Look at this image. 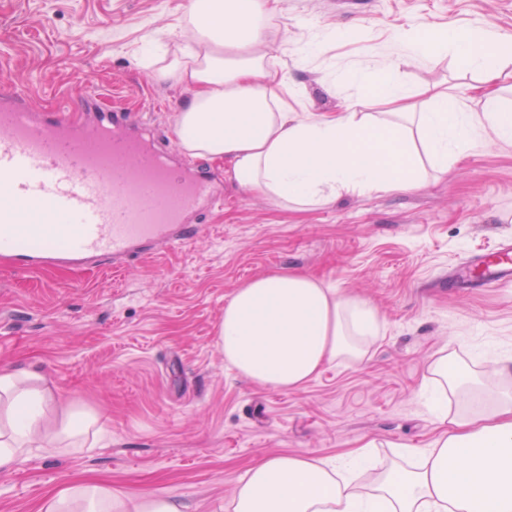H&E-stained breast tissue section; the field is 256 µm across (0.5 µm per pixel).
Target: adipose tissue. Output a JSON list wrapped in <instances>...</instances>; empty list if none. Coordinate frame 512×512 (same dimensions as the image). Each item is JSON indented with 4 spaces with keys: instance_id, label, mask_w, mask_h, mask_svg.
<instances>
[{
    "instance_id": "obj_1",
    "label": "adipose tissue",
    "mask_w": 512,
    "mask_h": 512,
    "mask_svg": "<svg viewBox=\"0 0 512 512\" xmlns=\"http://www.w3.org/2000/svg\"><path fill=\"white\" fill-rule=\"evenodd\" d=\"M278 0H191L184 29L191 46L173 58L165 43H149L144 62L155 81L188 96L174 134L193 157L223 161L227 178L278 204L306 210L350 192L420 189L429 170H445L476 129L512 142V35L485 27L411 26L398 41L408 57L435 63L453 56L479 75L481 109L448 88H424L417 103L397 75L364 66L352 79L376 90L384 111L347 107L332 117L303 115L289 103L294 88L271 53L267 20ZM381 322L361 297L325 287L295 271L250 279L224 305V362L242 377L280 390L301 388L330 362L364 363ZM441 390L431 410L448 425L429 447L403 446L413 468H394L374 483H356L364 452L336 458L273 454L247 472L232 512H512V388L487 397L454 358L435 361ZM467 387L469 408L449 415L448 394ZM48 394L33 372L0 369V469H16L32 449L60 451L69 426L42 433ZM183 512L174 497L121 492L102 481L66 480L39 512Z\"/></svg>"
}]
</instances>
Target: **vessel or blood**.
Returning <instances> with one entry per match:
<instances>
[{"label": "vessel or blood", "instance_id": "obj_1", "mask_svg": "<svg viewBox=\"0 0 512 512\" xmlns=\"http://www.w3.org/2000/svg\"><path fill=\"white\" fill-rule=\"evenodd\" d=\"M214 175L173 165L124 112H36L0 91V264L19 272L135 260L193 237L188 218L221 205ZM458 289L512 286V241L448 275Z\"/></svg>", "mask_w": 512, "mask_h": 512}]
</instances>
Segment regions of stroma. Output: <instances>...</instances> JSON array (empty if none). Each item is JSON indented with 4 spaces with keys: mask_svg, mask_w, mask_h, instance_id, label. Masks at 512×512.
<instances>
[{
    "mask_svg": "<svg viewBox=\"0 0 512 512\" xmlns=\"http://www.w3.org/2000/svg\"><path fill=\"white\" fill-rule=\"evenodd\" d=\"M189 0H0V86L45 112L102 108L141 114L177 149L185 89L154 81L138 50L159 37L184 41ZM448 23L512 34V0H281L270 19L275 54L306 112L332 115L347 101L378 112L350 79L359 66L393 67L407 88L443 84L472 96L476 74L453 58L426 64L395 47L399 29ZM335 39L323 37L324 30ZM224 203L199 233L150 255L86 272H17L0 266V367L43 374L52 399L43 425L99 420L79 449L33 451L0 471V512H36L63 479L156 490L186 512H226L247 468L276 453L338 457L371 445L380 468L400 443L428 447L439 425L425 391L432 362L451 354L485 372L512 356V288L449 293L448 271L512 240V143L482 131L448 158L447 174L417 192L346 193L292 212L224 180ZM296 270L371 301L381 336L361 365H325L283 391L224 363V303L253 276Z\"/></svg>",
    "mask_w": 512,
    "mask_h": 512,
    "instance_id": "stroma-1",
    "label": "stroma"
}]
</instances>
